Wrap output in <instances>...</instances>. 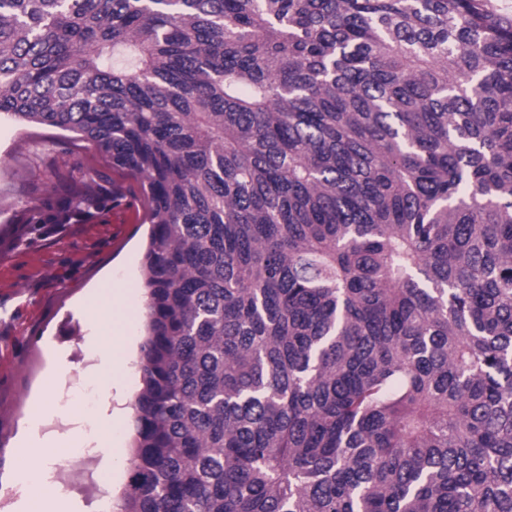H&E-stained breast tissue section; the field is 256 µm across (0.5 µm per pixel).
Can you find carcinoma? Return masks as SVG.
<instances>
[{"label":"carcinoma","mask_w":512,"mask_h":512,"mask_svg":"<svg viewBox=\"0 0 512 512\" xmlns=\"http://www.w3.org/2000/svg\"><path fill=\"white\" fill-rule=\"evenodd\" d=\"M136 180L116 512H512V17L493 0H0V115ZM14 224L104 206L52 173Z\"/></svg>","instance_id":"obj_1"}]
</instances>
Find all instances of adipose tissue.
<instances>
[{
  "mask_svg": "<svg viewBox=\"0 0 512 512\" xmlns=\"http://www.w3.org/2000/svg\"><path fill=\"white\" fill-rule=\"evenodd\" d=\"M122 295V289L106 281L84 301L85 306H100L108 312V331L93 337L92 347L105 360L102 371L105 384L110 389L120 388L125 368L122 340L124 317L118 311ZM54 404L53 396L47 394L35 401L30 409L28 427L19 446L18 498L13 512H86L81 502L71 494L47 486L44 482L43 442L37 433V423L42 412Z\"/></svg>",
  "mask_w": 512,
  "mask_h": 512,
  "instance_id": "ef3b65f1",
  "label": "adipose tissue"
}]
</instances>
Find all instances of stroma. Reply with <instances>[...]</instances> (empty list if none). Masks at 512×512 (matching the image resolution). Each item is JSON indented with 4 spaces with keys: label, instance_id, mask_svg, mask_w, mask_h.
<instances>
[{
    "label": "stroma",
    "instance_id": "stroma-1",
    "mask_svg": "<svg viewBox=\"0 0 512 512\" xmlns=\"http://www.w3.org/2000/svg\"><path fill=\"white\" fill-rule=\"evenodd\" d=\"M105 162L84 141L66 142L60 131L0 118V512H12L18 449L33 399L52 388L86 418L84 391L100 395L101 383L88 374L100 364L85 338L100 322L101 311L83 308L81 297L103 279L123 288L129 313L125 334L133 349L126 362V392L135 397L142 386L137 351L146 332V291L142 259L149 233L147 222L129 223L127 216L106 210L83 224L51 230L14 224L10 218L39 197L53 170L104 167ZM64 350L66 360L48 370L45 342ZM134 438V419L126 417L112 432L111 453L117 469L111 488L98 481L107 453L92 449V461L69 486L86 507L100 491L118 499L128 481L127 460Z\"/></svg>",
    "mask_w": 512,
    "mask_h": 512
}]
</instances>
